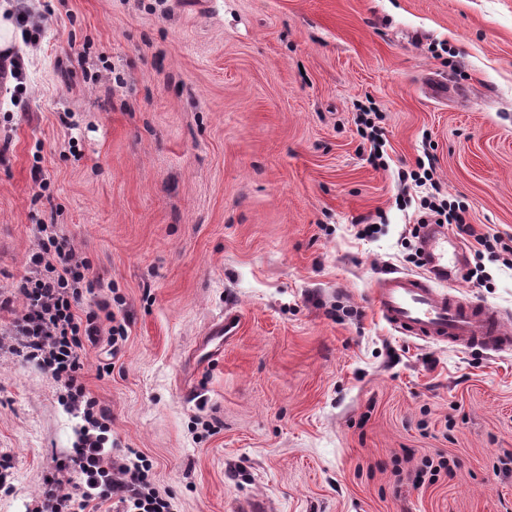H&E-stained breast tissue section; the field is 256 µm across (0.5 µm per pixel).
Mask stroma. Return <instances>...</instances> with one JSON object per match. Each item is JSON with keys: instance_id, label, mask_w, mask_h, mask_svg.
Here are the masks:
<instances>
[{"instance_id": "obj_1", "label": "stroma", "mask_w": 512, "mask_h": 512, "mask_svg": "<svg viewBox=\"0 0 512 512\" xmlns=\"http://www.w3.org/2000/svg\"><path fill=\"white\" fill-rule=\"evenodd\" d=\"M21 3L43 31L0 101V288L48 222L111 282L128 338L105 375L88 347L84 381L174 512H512V354L403 336L369 298L384 270H422L421 193L398 174L423 153L476 234L512 237V0ZM481 265L458 291L512 329V268ZM11 322L0 512H32L83 420L12 354ZM383 119L378 110L372 106L361 108L359 132L370 145L369 159L378 167L385 166L384 143L379 138V122Z\"/></svg>"}]
</instances>
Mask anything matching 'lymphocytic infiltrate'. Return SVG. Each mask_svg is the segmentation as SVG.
<instances>
[{"label": "lymphocytic infiltrate", "instance_id": "f902f5d3", "mask_svg": "<svg viewBox=\"0 0 512 512\" xmlns=\"http://www.w3.org/2000/svg\"><path fill=\"white\" fill-rule=\"evenodd\" d=\"M434 173V167L420 159L415 169L399 176L425 190L419 223L453 224L471 233L465 207L449 200ZM28 267V274L11 289L0 291V311L14 315V350L61 382L71 409L84 420L71 458L70 488L62 489L58 478H49L35 512H99L111 501L119 512H173L170 496L160 494L150 480V461L134 449L108 446L112 414L90 396L83 382L86 347L97 341L99 320L109 323L107 344L114 356L128 336L126 317L117 315L108 300L83 308L84 293L101 287L102 281L91 277L87 261L53 225H39Z\"/></svg>", "mask_w": 512, "mask_h": 512}]
</instances>
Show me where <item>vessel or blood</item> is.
I'll return each instance as SVG.
<instances>
[{
	"label": "vessel or blood",
	"instance_id": "vessel-or-blood-1",
	"mask_svg": "<svg viewBox=\"0 0 512 512\" xmlns=\"http://www.w3.org/2000/svg\"><path fill=\"white\" fill-rule=\"evenodd\" d=\"M424 275L385 272L376 278L371 300L380 317L407 337L487 354L511 353L512 331L499 309L463 299L448 282V231L423 225Z\"/></svg>",
	"mask_w": 512,
	"mask_h": 512
}]
</instances>
